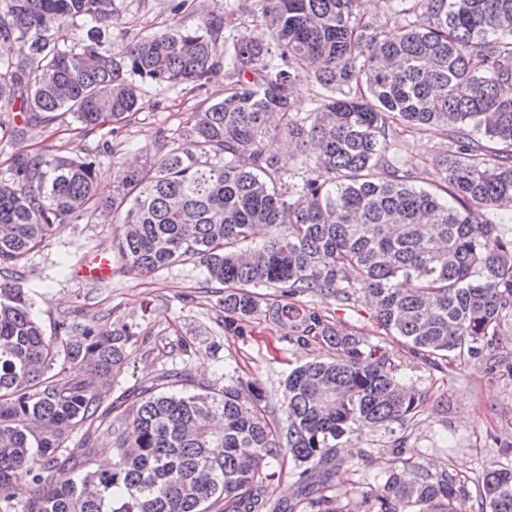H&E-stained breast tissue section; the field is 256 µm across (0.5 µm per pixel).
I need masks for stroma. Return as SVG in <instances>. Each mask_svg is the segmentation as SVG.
<instances>
[{
    "instance_id": "obj_1",
    "label": "stroma",
    "mask_w": 512,
    "mask_h": 512,
    "mask_svg": "<svg viewBox=\"0 0 512 512\" xmlns=\"http://www.w3.org/2000/svg\"><path fill=\"white\" fill-rule=\"evenodd\" d=\"M117 2L122 24L104 33L105 51L125 45L131 35L158 31L172 22L165 0ZM223 94L220 74L202 89L145 85L141 110L116 124L108 138L102 131L81 129L71 114H61L50 125H32L16 140L1 141L0 172L20 152L95 153L104 169L98 193L111 196L127 161L184 143L190 112ZM106 139L114 152L101 151ZM398 143L400 160L417 173L419 185L429 186L441 150L438 140L410 129ZM117 230L116 219L100 213L67 219L55 226L39 252L0 275L24 288L46 335H53L61 321L69 324L75 340L87 327L116 336L130 332L127 361L106 389L105 403L152 385L161 376L186 371L219 386L232 374L255 380L277 407L293 367L316 354L332 355L324 344L298 346L287 330L260 312L245 322L243 335L225 332L224 288L210 281L204 265L196 261L144 275L116 260L106 279L88 283L75 278L73 270L84 259L113 249ZM296 302L318 311L334 329L383 347L397 365L399 379L424 399L408 422L351 436L348 467L332 490L338 499L353 502L360 492L377 488L399 457L433 471L452 467L471 484L489 466L512 463V374L506 370L512 364V320L504 323L492 346L449 364L435 356H412L399 338L384 335L363 294L345 302L318 292L297 296Z\"/></svg>"
}]
</instances>
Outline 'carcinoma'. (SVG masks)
<instances>
[{"instance_id": "cac0c4a2", "label": "carcinoma", "mask_w": 512, "mask_h": 512, "mask_svg": "<svg viewBox=\"0 0 512 512\" xmlns=\"http://www.w3.org/2000/svg\"><path fill=\"white\" fill-rule=\"evenodd\" d=\"M389 2L376 21L360 0H255L260 39L213 0L197 25L135 35L114 57L97 34L121 24L116 0H0V112L27 125L69 112L98 129L138 112L146 83L202 89L224 69V96L187 119L188 145L134 161L110 200L96 197L97 156L18 154L0 177V271L66 218L118 212L125 267L200 261L224 285L232 335L258 311L256 288L290 300L364 290L412 353L479 354L512 319V237L485 219L512 209V0ZM79 20L91 27L74 43ZM301 81L319 89L309 112L294 111ZM402 128L440 138L435 190L398 159ZM281 137L298 147L296 174L274 151ZM260 224L268 239L242 249ZM264 314L297 344L338 351L289 373L281 417L255 380L217 388L182 373L181 390L112 404L102 467L87 444L59 450L68 428L99 418L127 338L89 327L69 344L64 321L48 337L24 288L0 283V512H280L271 458L298 469L292 512H463L459 474L409 462L339 505L338 440L411 419L423 397L380 347L317 311ZM477 493L481 512H512V464L486 470Z\"/></svg>"}]
</instances>
